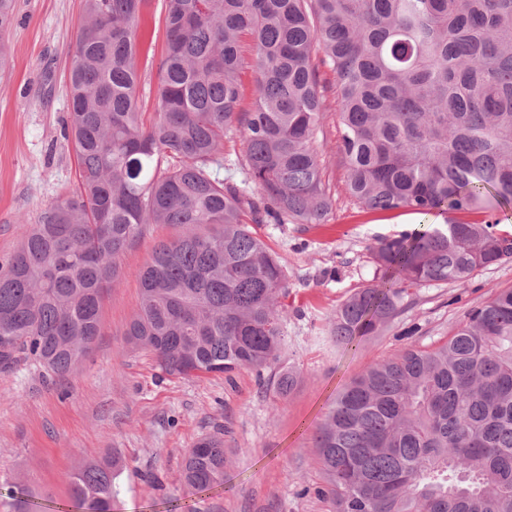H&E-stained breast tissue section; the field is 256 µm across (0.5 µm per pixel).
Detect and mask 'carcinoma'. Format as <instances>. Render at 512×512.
Listing matches in <instances>:
<instances>
[{
    "label": "carcinoma",
    "instance_id": "1",
    "mask_svg": "<svg viewBox=\"0 0 512 512\" xmlns=\"http://www.w3.org/2000/svg\"><path fill=\"white\" fill-rule=\"evenodd\" d=\"M150 0H83L70 55L68 138L79 180L0 262V372L20 359L69 374L101 331L122 253L152 224L125 336L169 375L272 370L285 396L288 279L256 224H324L333 201L313 137L314 59L336 75L346 191L362 208L427 216L512 207V0H165L156 112L138 103ZM15 0H0V70ZM253 44L242 112L240 48ZM240 133L243 151L224 155ZM232 166L240 182L220 177ZM512 257L493 224L420 223L376 247L379 286L336 309L350 346L382 331L409 290L460 282ZM336 512H512V289L470 310L444 344L368 366L314 438ZM224 439L189 449L182 482L224 481ZM119 465L70 475L64 512H114Z\"/></svg>",
    "mask_w": 512,
    "mask_h": 512
}]
</instances>
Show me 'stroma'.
I'll return each mask as SVG.
<instances>
[{
  "label": "stroma",
  "mask_w": 512,
  "mask_h": 512,
  "mask_svg": "<svg viewBox=\"0 0 512 512\" xmlns=\"http://www.w3.org/2000/svg\"><path fill=\"white\" fill-rule=\"evenodd\" d=\"M81 0H16L6 42L11 68L0 76V258L25 225L77 184L76 159L63 125L70 110L68 48ZM325 110L315 145L326 159L333 208L323 224H259L255 230L288 275L280 365L298 384L288 396L267 386L269 370L181 377L154 355L132 348L124 332L138 309L139 274L154 246L181 230L151 225L120 259L122 276L107 292L101 334L65 377L20 361L0 372V512L25 500L65 502L69 476L88 461L116 459L117 512H336L314 436L337 393L368 365L408 345L446 342L468 312L512 288V258L462 282L412 289L391 325L342 348L326 322L356 289L374 284V247L416 224L448 216L406 209L362 210L346 191L335 75L318 64ZM222 434L224 481L204 492L183 486V458L201 438Z\"/></svg>",
  "instance_id": "obj_1"
}]
</instances>
